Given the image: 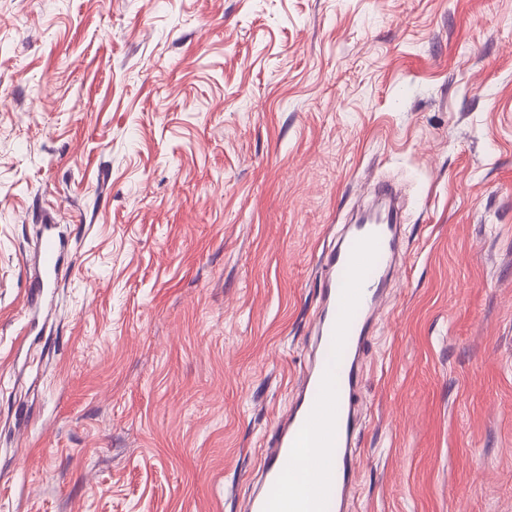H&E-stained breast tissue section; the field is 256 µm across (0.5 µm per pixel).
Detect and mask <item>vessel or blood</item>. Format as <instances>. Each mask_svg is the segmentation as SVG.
I'll return each instance as SVG.
<instances>
[{"label":"vessel or blood","instance_id":"vessel-or-blood-1","mask_svg":"<svg viewBox=\"0 0 512 512\" xmlns=\"http://www.w3.org/2000/svg\"><path fill=\"white\" fill-rule=\"evenodd\" d=\"M399 247L397 214L350 225L319 259L321 305L315 318L317 351L299 384V398L285 416L267 454L247 512H336L354 483L353 405L371 314L387 299L384 282ZM61 246L44 233L37 247L42 286L57 277ZM304 460L317 481L288 485L287 467Z\"/></svg>","mask_w":512,"mask_h":512}]
</instances>
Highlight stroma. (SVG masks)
<instances>
[{"label":"stroma","instance_id":"35a3bbf8","mask_svg":"<svg viewBox=\"0 0 512 512\" xmlns=\"http://www.w3.org/2000/svg\"><path fill=\"white\" fill-rule=\"evenodd\" d=\"M377 178L348 512H512V0H0V512H247ZM36 250L42 288H48L52 281L57 279L61 246L50 231L47 230L41 236Z\"/></svg>","mask_w":512,"mask_h":512}]
</instances>
